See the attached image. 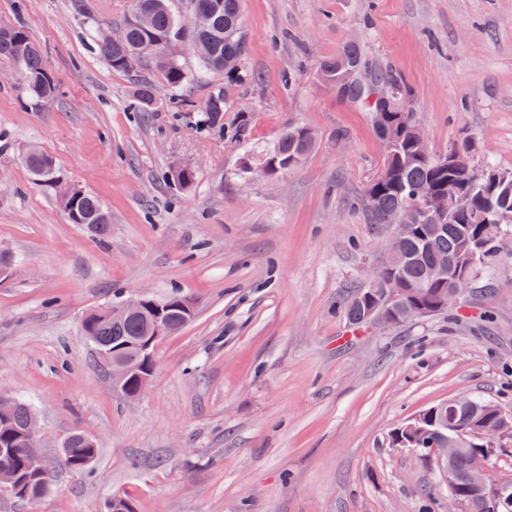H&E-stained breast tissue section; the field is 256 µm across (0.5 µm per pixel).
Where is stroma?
I'll list each match as a JSON object with an SVG mask.
<instances>
[{
	"mask_svg": "<svg viewBox=\"0 0 512 512\" xmlns=\"http://www.w3.org/2000/svg\"><path fill=\"white\" fill-rule=\"evenodd\" d=\"M129 0H0L23 21L61 90L32 106L0 58V390L36 411L51 492L0 512H422L447 471L393 447L395 429L454 398L512 407V243L481 264L456 319L350 324L344 306L391 235L367 223L366 184L385 153L373 118L320 81L345 43L406 87L402 106L434 154L468 141L471 164L512 172V0H242L247 51L225 86V135L192 112L130 109L135 77L113 72L85 29ZM291 86H283V74ZM316 148L271 176L280 133ZM112 215L99 240L31 179L29 147ZM188 166L194 187L169 171ZM178 292L193 320L163 340L136 398L112 386L81 331L91 310ZM93 438L90 469L62 466L70 433Z\"/></svg>",
	"mask_w": 512,
	"mask_h": 512,
	"instance_id": "1",
	"label": "stroma"
}]
</instances>
